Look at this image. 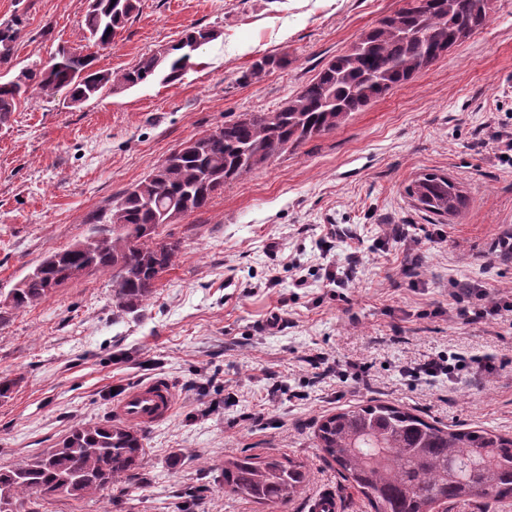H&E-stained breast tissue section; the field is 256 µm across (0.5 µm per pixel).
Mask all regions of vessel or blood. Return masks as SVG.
<instances>
[{"mask_svg":"<svg viewBox=\"0 0 512 512\" xmlns=\"http://www.w3.org/2000/svg\"><path fill=\"white\" fill-rule=\"evenodd\" d=\"M177 404L176 391L165 378L131 386L112 406L116 418L147 428L167 419Z\"/></svg>","mask_w":512,"mask_h":512,"instance_id":"1","label":"vessel or blood"}]
</instances>
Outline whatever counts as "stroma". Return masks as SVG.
Listing matches in <instances>:
<instances>
[{"label": "stroma", "mask_w": 512, "mask_h": 512, "mask_svg": "<svg viewBox=\"0 0 512 512\" xmlns=\"http://www.w3.org/2000/svg\"><path fill=\"white\" fill-rule=\"evenodd\" d=\"M401 4L142 0L118 44L97 51V68L127 69L193 26L219 36L180 82L157 78L79 105L60 92L21 103L0 128V299L48 253L83 240L113 197L179 144L230 115L276 109ZM86 8L87 0H0V22L21 14L36 34L18 41L15 63L47 61L61 45L84 49ZM269 53L287 55V68L243 81ZM509 120L512 0H493L485 25L425 74L226 185L203 211L160 226L156 242H179L180 252L136 312H117L106 275L23 310L0 306V377L17 381L0 400V467L111 419L118 393L159 376L175 386L177 405L145 429L136 482L52 499L42 512H307L324 489L341 512H372L314 437L322 416L371 400L512 436V363L455 384L398 372L438 352H512V333L434 313L452 282L478 276L498 227L512 225V165L484 130ZM425 173L459 182L467 207L446 218L415 207L406 187ZM392 225L421 237L416 256L395 243L378 249ZM332 226L344 235L332 258L352 272L337 286L317 247ZM300 276L307 287H294ZM320 354L336 365L326 378L312 363ZM351 361L365 364V376ZM244 454L293 459L307 481L284 506L234 496L224 490V460Z\"/></svg>", "instance_id": "obj_1"}]
</instances>
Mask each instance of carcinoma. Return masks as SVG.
<instances>
[{
  "label": "carcinoma",
  "mask_w": 512,
  "mask_h": 512,
  "mask_svg": "<svg viewBox=\"0 0 512 512\" xmlns=\"http://www.w3.org/2000/svg\"><path fill=\"white\" fill-rule=\"evenodd\" d=\"M140 0H89L83 20L93 47L116 43L137 15ZM491 0H403L393 14L363 31L344 52L326 61L317 74L278 108L243 112L213 132L181 143L150 174L113 198L98 218L122 225L108 234L93 232L75 245L45 256L4 299L19 310L33 306L90 269L107 275L121 313L149 301L159 276L179 253V243H157L151 228L175 213L207 207L224 186L240 179L290 147L331 132L429 67L462 40L459 26L477 30L486 22ZM26 35L16 15L0 23V67L13 68L17 42ZM217 38L212 29L193 28L161 58L152 51L119 74L92 70L93 55L60 48L52 66L27 65L0 80V126L19 104L64 91L73 104L104 89L124 90L160 76L182 80L196 66L186 49ZM288 67V57L265 55L241 79ZM417 207L438 217L452 216L467 204L459 184L444 174L426 173L406 188ZM326 460L357 489L374 512H437L489 500L512 503V437L492 429H445L409 409L375 403L326 416L315 434ZM140 427L94 422L75 427L55 447L10 467H0V512H14L24 496L40 500L81 498L107 488L124 490L144 465ZM307 477L296 461L274 455H242L224 461V487L264 505L287 504Z\"/></svg>",
  "instance_id": "cac0c4a2"
}]
</instances>
